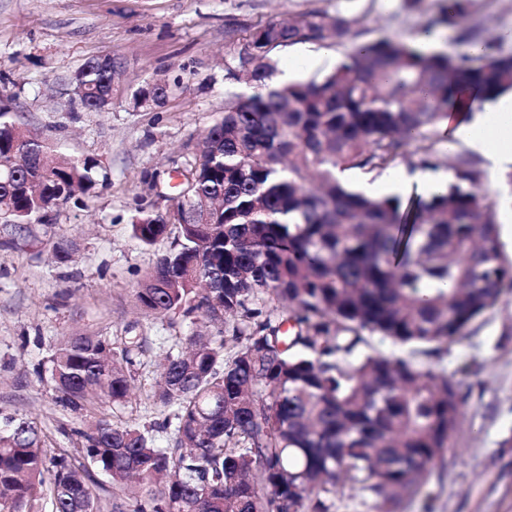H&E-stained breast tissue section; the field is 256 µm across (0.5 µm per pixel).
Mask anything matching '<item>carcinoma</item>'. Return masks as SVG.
I'll use <instances>...</instances> for the list:
<instances>
[{
	"mask_svg": "<svg viewBox=\"0 0 512 512\" xmlns=\"http://www.w3.org/2000/svg\"><path fill=\"white\" fill-rule=\"evenodd\" d=\"M468 0L416 34L358 48L354 20L305 13L269 22L240 47L228 75L256 89L229 99L172 208L141 206L132 236L173 237L135 293L148 314L220 325L167 353L150 398L172 408L139 426L105 416L74 429L83 462L47 457L37 427H0V512H97L89 468L112 481V512H330L342 483L394 512L426 485L456 429L460 402L448 376L409 358L356 353L365 334L424 354L460 337L512 290V261L487 212L480 175L465 162L426 201L404 205L349 189L336 172L383 170L416 145L421 165L458 87L485 102L512 93V52L463 28L457 54L419 38L463 20ZM346 47L320 79L275 84L274 52L297 44ZM82 112H106L112 74L97 59L72 75ZM164 80L132 93L161 107ZM98 162L0 104V224L14 234L96 194ZM60 264L78 251L62 236ZM232 350L225 351L226 341ZM146 339L74 334L49 357V383L72 412L123 406ZM170 432L166 448L154 432ZM52 472L44 496V472Z\"/></svg>",
	"mask_w": 512,
	"mask_h": 512,
	"instance_id": "obj_1",
	"label": "carcinoma"
}]
</instances>
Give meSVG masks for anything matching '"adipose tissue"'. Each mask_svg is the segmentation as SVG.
<instances>
[{
    "instance_id": "adipose-tissue-1",
    "label": "adipose tissue",
    "mask_w": 512,
    "mask_h": 512,
    "mask_svg": "<svg viewBox=\"0 0 512 512\" xmlns=\"http://www.w3.org/2000/svg\"><path fill=\"white\" fill-rule=\"evenodd\" d=\"M471 93L456 96L448 109V146L481 155L490 173L512 166V96L495 111L478 114Z\"/></svg>"
}]
</instances>
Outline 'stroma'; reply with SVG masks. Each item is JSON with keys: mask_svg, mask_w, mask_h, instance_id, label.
Returning a JSON list of instances; mask_svg holds the SVG:
<instances>
[{"mask_svg": "<svg viewBox=\"0 0 512 512\" xmlns=\"http://www.w3.org/2000/svg\"><path fill=\"white\" fill-rule=\"evenodd\" d=\"M443 0H0V99L12 100L30 127L55 126L69 152L95 158L109 183L85 205L68 204L24 235L0 234V419L27 418L41 431L49 454L73 452L69 430L86 417L55 404L36 374L53 345L74 332L113 336L125 329L146 337L130 398L120 413L147 424L163 407L146 394L157 365L178 336L195 324L169 328L144 315L135 290L170 239L152 246L131 236L138 207L166 211L168 198L149 192L146 172L180 183L199 154L200 134L224 102L250 88L227 74L233 52L258 27L310 11L355 19L354 39L408 36L436 15ZM467 26L491 39L512 30V0H469ZM111 52L126 61L125 95L107 112L67 110L66 79L85 61ZM344 53L336 44H299L276 52L277 72L289 80L321 77ZM321 56L310 66L311 56ZM181 78L164 106L133 108L127 97L152 78ZM439 170L459 161L481 168L464 148L437 144ZM493 220L512 197L502 175L483 172ZM79 244L65 265L49 260L61 236ZM415 364L442 372L459 386L460 416L449 446L433 466L422 494L402 498L396 512H512V293L472 322L436 354H414Z\"/></svg>", "mask_w": 512, "mask_h": 512, "instance_id": "obj_1", "label": "stroma"}]
</instances>
